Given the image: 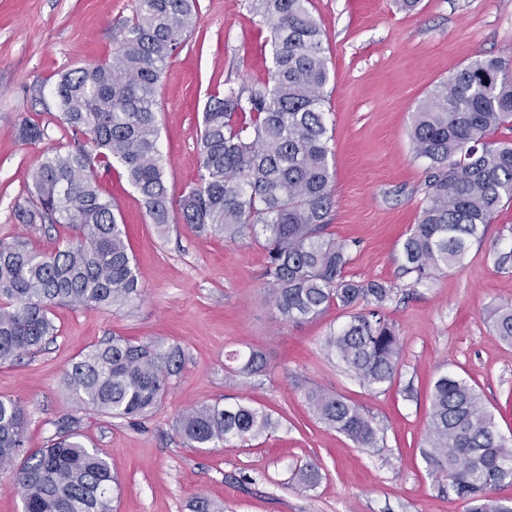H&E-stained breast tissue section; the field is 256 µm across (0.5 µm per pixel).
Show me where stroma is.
<instances>
[{
    "label": "stroma",
    "mask_w": 512,
    "mask_h": 512,
    "mask_svg": "<svg viewBox=\"0 0 512 512\" xmlns=\"http://www.w3.org/2000/svg\"><path fill=\"white\" fill-rule=\"evenodd\" d=\"M200 26L165 69L158 87L159 148L171 196L196 182L202 115L224 86L265 79L271 38L248 0H199ZM137 0H0V240L21 238L51 251L70 235L62 224L25 225L14 206L28 197L40 158L72 143L52 96L61 73L111 58L114 26ZM326 33L329 163L335 172L330 237L351 243L347 277L391 284L385 314L401 339L391 386L373 390L328 358L322 339L347 322L332 307L284 321L263 276L266 252L248 238L197 235L172 213L152 224L121 169L99 171L117 203L143 288L131 307H53L56 337L41 351L0 365V398L28 411L26 445L44 447L75 416L121 484L117 512H193L197 497L224 512H466L422 457L433 383L442 373L467 380L512 443V345L493 336L494 311L512 304V205L500 209L482 244L461 264L419 286L400 271L401 245L424 201L426 163L408 130L434 87L475 56L512 55V0H311ZM46 130L20 139L21 117ZM120 336L182 348L179 375L152 412L130 420L81 406L64 384L71 364ZM262 354L263 373L229 377L232 351ZM318 387L363 408L379 446L357 447L322 424L305 389ZM245 403L271 413L278 428L220 448H191L179 415L203 403ZM316 462L319 484L295 479Z\"/></svg>",
    "instance_id": "1"
}]
</instances>
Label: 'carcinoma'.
<instances>
[{"instance_id":"carcinoma-1","label":"carcinoma","mask_w":512,"mask_h":512,"mask_svg":"<svg viewBox=\"0 0 512 512\" xmlns=\"http://www.w3.org/2000/svg\"><path fill=\"white\" fill-rule=\"evenodd\" d=\"M309 0H250L271 34L272 69L263 82L229 86L210 96L203 112L197 182L169 195L158 145L161 75L199 25L196 0H139L115 27L112 58L72 69L53 90L63 126L76 146L44 155L34 169L31 198L17 204L23 224H65V247L37 250L0 241V363L40 348L56 334L51 308L121 307L142 287L118 206L103 195L96 171L119 165L140 194L152 223L163 230L171 208L209 236H248L267 250L265 275L282 319H315L334 305L349 320L323 341L327 354L372 389L391 384L401 343L384 314L392 286L344 275L350 244L325 236L334 205L333 170L325 123L329 81L325 33ZM512 129V58H477L441 81L414 112L409 137L428 162L425 199L402 242V275L419 285L442 267L461 263L482 243L500 208L512 202V143L493 134ZM21 139L45 132L27 118ZM493 335L512 344V306L499 308ZM229 374L265 368L261 354L231 353ZM183 353L176 345L134 344L114 337L72 363L66 383L80 404L118 418L146 416L167 394ZM304 398L318 420L360 448L379 447L378 428L355 404L309 388ZM28 414L0 399V466L12 468L26 512H114L118 480L99 451L81 440L79 420L58 428L49 444L25 448ZM278 426L246 404H201L182 414L176 431L192 448H219L260 437ZM435 474L448 478L468 512H512L496 499L512 484V447L475 388L443 374L433 386L425 449ZM20 465H14L16 460ZM315 463L299 481L315 486Z\"/></svg>"}]
</instances>
